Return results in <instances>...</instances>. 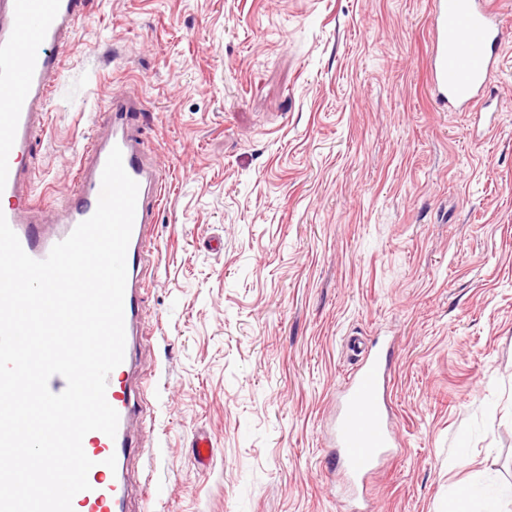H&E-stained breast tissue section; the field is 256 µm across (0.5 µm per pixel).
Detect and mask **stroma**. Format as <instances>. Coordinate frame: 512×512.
<instances>
[{"mask_svg": "<svg viewBox=\"0 0 512 512\" xmlns=\"http://www.w3.org/2000/svg\"><path fill=\"white\" fill-rule=\"evenodd\" d=\"M500 128L433 98L427 0H92L30 168L46 208L119 96L166 169L137 377L139 512H344L329 422L389 347L405 447L377 512H450L512 483V0ZM206 433L214 456L193 455Z\"/></svg>", "mask_w": 512, "mask_h": 512, "instance_id": "stroma-1", "label": "stroma"}]
</instances>
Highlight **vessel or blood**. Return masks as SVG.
Segmentation results:
<instances>
[{
	"mask_svg": "<svg viewBox=\"0 0 512 512\" xmlns=\"http://www.w3.org/2000/svg\"><path fill=\"white\" fill-rule=\"evenodd\" d=\"M89 5L90 0H0V214L23 250L42 260L95 212L113 147H120L124 168L139 185L126 254L124 360L109 374L106 390L108 403L119 415L117 433L85 435L83 449L93 462L90 488L72 501L73 512H128L126 463L137 446L135 427L147 415L146 389L135 386L132 377L136 343L145 324L142 272L150 250L148 228L157 221L166 174L134 135L143 106L131 97L113 100L103 115L108 135L92 139L83 149L54 230L35 220L42 204L36 196V175L24 163L46 128L52 83L63 69L62 48ZM428 13L435 100L464 108L483 99L500 66L494 48L504 39L493 0H429ZM351 347L361 364L344 388L336 413V467L356 512H371L367 483L393 455L399 438L389 422L387 349H368L357 339Z\"/></svg>",
	"mask_w": 512,
	"mask_h": 512,
	"instance_id": "b4317fda",
	"label": "vessel or blood"
}]
</instances>
